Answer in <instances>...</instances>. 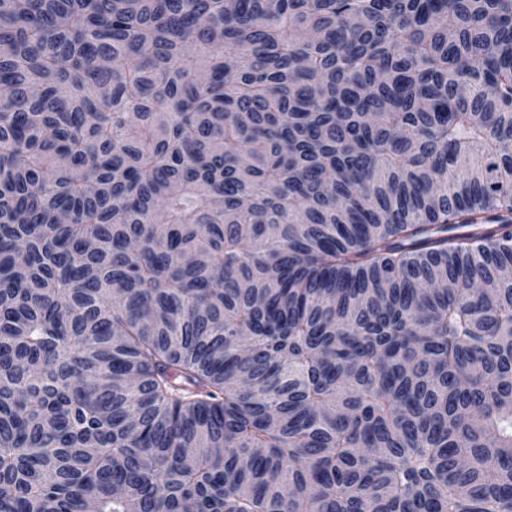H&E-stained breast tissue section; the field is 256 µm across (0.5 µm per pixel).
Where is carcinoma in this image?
Masks as SVG:
<instances>
[{
  "label": "carcinoma",
  "mask_w": 512,
  "mask_h": 512,
  "mask_svg": "<svg viewBox=\"0 0 512 512\" xmlns=\"http://www.w3.org/2000/svg\"><path fill=\"white\" fill-rule=\"evenodd\" d=\"M0 512H512V0H0Z\"/></svg>",
  "instance_id": "obj_1"
}]
</instances>
